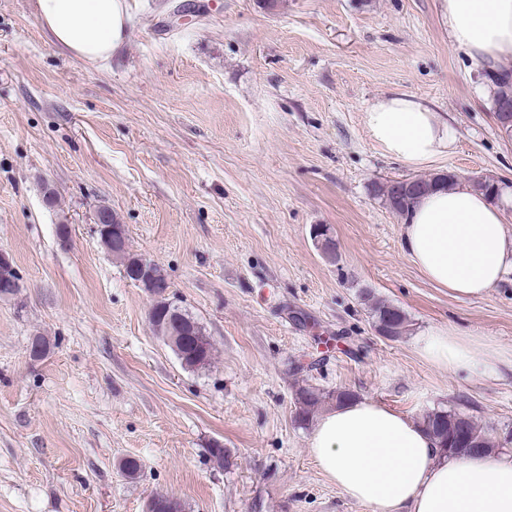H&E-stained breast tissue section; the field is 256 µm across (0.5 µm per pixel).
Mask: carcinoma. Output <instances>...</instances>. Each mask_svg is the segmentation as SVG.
<instances>
[{
	"label": "carcinoma",
	"instance_id": "1",
	"mask_svg": "<svg viewBox=\"0 0 512 512\" xmlns=\"http://www.w3.org/2000/svg\"><path fill=\"white\" fill-rule=\"evenodd\" d=\"M486 78L492 88V112L500 111L501 104L507 102L512 105V69L499 68L486 74ZM392 188L378 183L375 185L376 195L382 197L385 202L391 203L390 209L401 215L409 210L412 204L418 199V195L404 194L394 200L391 197ZM103 212L108 223L112 224L113 240L101 239V243L108 251H113L112 242L120 244L119 260L124 268V273L130 280L139 283L142 287L153 291L151 284L142 274L139 266L140 256L130 252L128 247V231L126 225L119 223L112 210L105 208ZM375 326H397L391 339L400 338L408 327L407 315L398 307L383 301L375 300L371 303ZM151 323L162 338L177 337L174 352L180 359L182 365L191 370L206 367L212 359V344L206 335L204 327L192 316L188 310L181 308L178 304L171 302L162 306L151 316ZM296 412L294 421L299 426H306L310 416L322 404L320 392L312 387H301L296 393ZM467 417V424L471 434L479 442L481 451L494 450V442L483 427L479 425L474 416L456 409L438 408L428 411L422 418V425L432 436L439 455L448 457H459L466 455V452L459 449L452 442L457 423L460 417Z\"/></svg>",
	"mask_w": 512,
	"mask_h": 512
}]
</instances>
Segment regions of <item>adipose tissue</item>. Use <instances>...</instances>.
Listing matches in <instances>:
<instances>
[{
	"label": "adipose tissue",
	"instance_id": "obj_1",
	"mask_svg": "<svg viewBox=\"0 0 512 512\" xmlns=\"http://www.w3.org/2000/svg\"><path fill=\"white\" fill-rule=\"evenodd\" d=\"M43 29L73 56L104 63L126 42L125 0H37ZM448 34L472 63L512 58V0H445ZM371 140L412 167L447 155L454 138L439 112L396 94L365 112ZM405 256L424 276L458 298L486 295L512 274V236L504 213L468 182L437 188L409 210L402 228ZM436 365L485 376L512 367V352L432 329L417 341ZM310 452L347 498L372 512H512V458L492 454L440 457L410 416L363 399L323 413Z\"/></svg>",
	"mask_w": 512,
	"mask_h": 512
}]
</instances>
